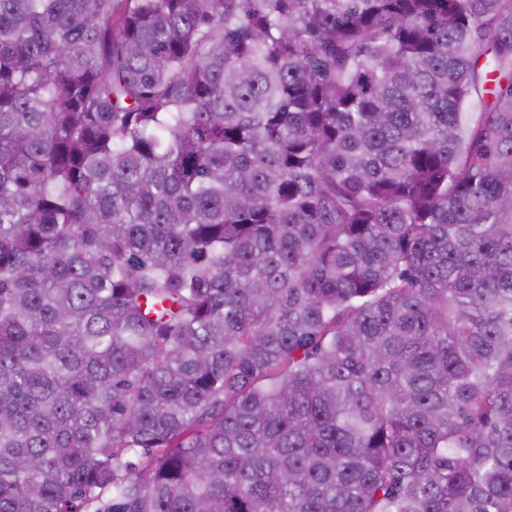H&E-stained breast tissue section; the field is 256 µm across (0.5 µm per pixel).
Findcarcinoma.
I'll return each instance as SVG.
<instances>
[{
	"label": "carcinoma",
	"mask_w": 512,
	"mask_h": 512,
	"mask_svg": "<svg viewBox=\"0 0 512 512\" xmlns=\"http://www.w3.org/2000/svg\"><path fill=\"white\" fill-rule=\"evenodd\" d=\"M0 512H512V0H0Z\"/></svg>",
	"instance_id": "obj_1"
}]
</instances>
